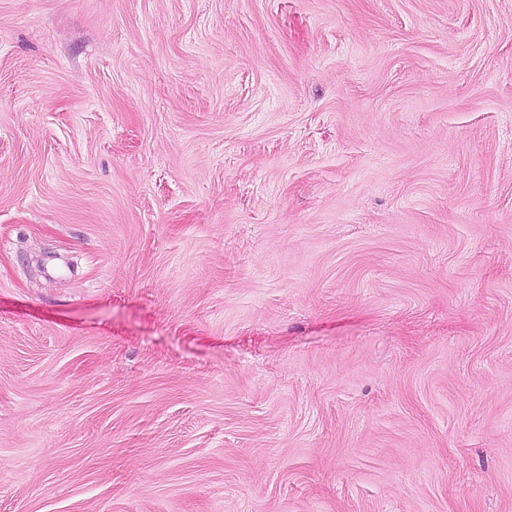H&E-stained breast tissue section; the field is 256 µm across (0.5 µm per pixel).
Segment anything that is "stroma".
<instances>
[{"mask_svg":"<svg viewBox=\"0 0 512 512\" xmlns=\"http://www.w3.org/2000/svg\"><path fill=\"white\" fill-rule=\"evenodd\" d=\"M0 512H512V0H0Z\"/></svg>","mask_w":512,"mask_h":512,"instance_id":"1","label":"stroma"}]
</instances>
